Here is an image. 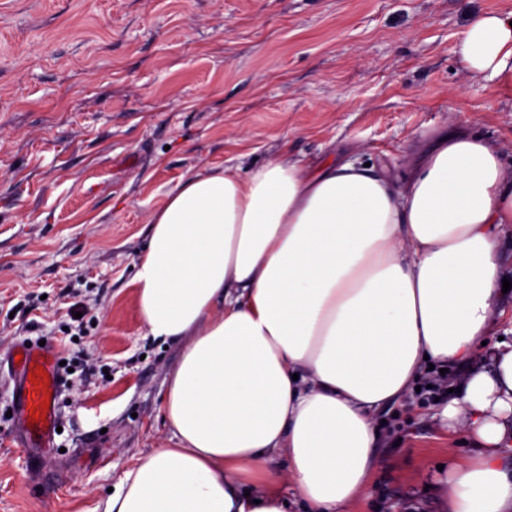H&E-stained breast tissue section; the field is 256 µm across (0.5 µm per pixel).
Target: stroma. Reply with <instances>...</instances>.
Returning a JSON list of instances; mask_svg holds the SVG:
<instances>
[{
    "instance_id": "35a3bbf8",
    "label": "stroma",
    "mask_w": 512,
    "mask_h": 512,
    "mask_svg": "<svg viewBox=\"0 0 512 512\" xmlns=\"http://www.w3.org/2000/svg\"><path fill=\"white\" fill-rule=\"evenodd\" d=\"M512 0H0V355L41 339L74 368L50 446L21 439L0 369V512H96L171 447L181 346L148 336L131 280L185 176L286 154L398 180L465 129L512 162V86L461 76L460 35ZM95 317L73 341L76 313ZM428 388L381 412L377 472L345 512H442L449 437Z\"/></svg>"
}]
</instances>
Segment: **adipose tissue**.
<instances>
[{
  "mask_svg": "<svg viewBox=\"0 0 512 512\" xmlns=\"http://www.w3.org/2000/svg\"><path fill=\"white\" fill-rule=\"evenodd\" d=\"M460 54L466 77L512 85V12L473 16ZM409 164L397 183L282 155L167 192L131 284L149 335L182 344L163 396L177 445L138 458L102 512H339L375 475V413L430 364L459 370L441 416L476 447L448 468V512H512V342L483 346L512 165L442 130Z\"/></svg>",
  "mask_w": 512,
  "mask_h": 512,
  "instance_id": "1",
  "label": "adipose tissue"
}]
</instances>
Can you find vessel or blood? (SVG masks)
Returning a JSON list of instances; mask_svg holds the SVG:
<instances>
[{
  "label": "vessel or blood",
  "mask_w": 512,
  "mask_h": 512,
  "mask_svg": "<svg viewBox=\"0 0 512 512\" xmlns=\"http://www.w3.org/2000/svg\"><path fill=\"white\" fill-rule=\"evenodd\" d=\"M18 359L12 360L16 380L12 409L26 442L49 441L58 425L56 402L64 385L58 358L51 345L30 342L18 349ZM43 368L45 375L35 378L36 368ZM44 411L43 421L34 423L30 414Z\"/></svg>",
  "instance_id": "1"
}]
</instances>
